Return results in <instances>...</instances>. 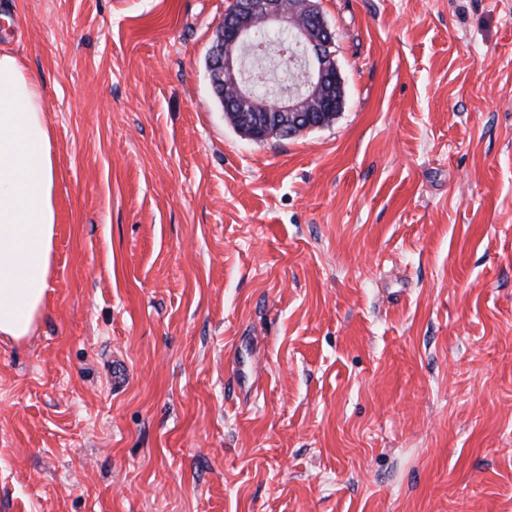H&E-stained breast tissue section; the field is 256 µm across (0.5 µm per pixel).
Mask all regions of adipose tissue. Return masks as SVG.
<instances>
[{
    "label": "adipose tissue",
    "mask_w": 512,
    "mask_h": 512,
    "mask_svg": "<svg viewBox=\"0 0 512 512\" xmlns=\"http://www.w3.org/2000/svg\"><path fill=\"white\" fill-rule=\"evenodd\" d=\"M55 152L39 80L0 53V336H31L52 273Z\"/></svg>",
    "instance_id": "obj_1"
}]
</instances>
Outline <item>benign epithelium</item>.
I'll return each instance as SVG.
<instances>
[{
  "instance_id": "benign-epithelium-1",
  "label": "benign epithelium",
  "mask_w": 512,
  "mask_h": 512,
  "mask_svg": "<svg viewBox=\"0 0 512 512\" xmlns=\"http://www.w3.org/2000/svg\"><path fill=\"white\" fill-rule=\"evenodd\" d=\"M234 3L235 11L215 40L211 59L214 85H225L233 96L225 103L226 108L235 104L244 107L253 101L252 88L243 76V64L234 54V47L249 41L257 24L280 27L284 32H293V42L302 49L305 81L298 89L265 102L262 119L274 118L283 127L301 126L305 131L318 127L314 113L335 105L322 91L329 82L337 85L342 82L331 52L333 37L329 35L323 16L309 13L308 5L294 0H234Z\"/></svg>"
}]
</instances>
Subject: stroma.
Listing matches in <instances>:
<instances>
[{
  "label": "stroma",
  "instance_id": "35a3bbf8",
  "mask_svg": "<svg viewBox=\"0 0 512 512\" xmlns=\"http://www.w3.org/2000/svg\"><path fill=\"white\" fill-rule=\"evenodd\" d=\"M231 2L0 0L57 207L0 512H512V0H320L345 105L263 142Z\"/></svg>",
  "mask_w": 512,
  "mask_h": 512
}]
</instances>
